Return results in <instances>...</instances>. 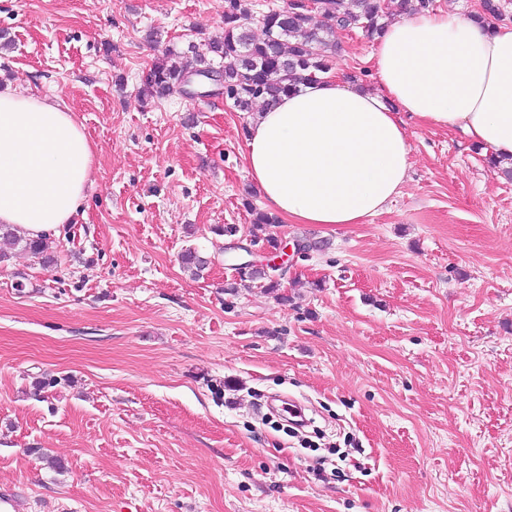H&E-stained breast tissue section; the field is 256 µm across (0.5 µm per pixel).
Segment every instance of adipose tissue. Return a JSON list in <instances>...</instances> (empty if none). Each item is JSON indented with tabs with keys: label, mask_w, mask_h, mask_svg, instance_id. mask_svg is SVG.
Returning <instances> with one entry per match:
<instances>
[{
	"label": "adipose tissue",
	"mask_w": 512,
	"mask_h": 512,
	"mask_svg": "<svg viewBox=\"0 0 512 512\" xmlns=\"http://www.w3.org/2000/svg\"><path fill=\"white\" fill-rule=\"evenodd\" d=\"M373 57L378 89L328 72L250 118L244 170L280 219L358 224L383 212L407 179L411 119L512 160V25L430 10L386 26ZM93 165L65 99L0 82V224L36 239L70 223Z\"/></svg>",
	"instance_id": "obj_1"
}]
</instances>
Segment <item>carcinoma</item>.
<instances>
[{
	"instance_id": "carcinoma-1",
	"label": "carcinoma",
	"mask_w": 512,
	"mask_h": 512,
	"mask_svg": "<svg viewBox=\"0 0 512 512\" xmlns=\"http://www.w3.org/2000/svg\"><path fill=\"white\" fill-rule=\"evenodd\" d=\"M314 9H271L259 20L261 36L246 37L242 28L252 14L247 0H229L224 13V37L210 46V51L224 60V65L210 69L222 84L233 106L247 112L258 99L272 100L311 82L330 70L326 52L332 46L335 29L360 27L372 38L381 31L389 11L401 15L427 11L433 0H315ZM193 64L185 57L167 52L156 58L143 78L144 94L164 98L179 91ZM0 240L31 252L42 262L52 261L41 239L20 236L6 224L0 225ZM182 265L198 277L208 260L195 250L181 256Z\"/></svg>"
}]
</instances>
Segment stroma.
<instances>
[{
	"mask_svg": "<svg viewBox=\"0 0 512 512\" xmlns=\"http://www.w3.org/2000/svg\"><path fill=\"white\" fill-rule=\"evenodd\" d=\"M227 8L0 0V79L64 97L96 149L74 223L47 238L54 264H0V486L31 512H512V179L461 131L409 121L384 212L275 224L318 249L276 291L225 295L229 240L267 259L249 115L140 87L164 50L212 63ZM335 39L332 68L374 86L373 41ZM271 394L317 433L267 419Z\"/></svg>",
	"mask_w": 512,
	"mask_h": 512,
	"instance_id": "stroma-1",
	"label": "stroma"
}]
</instances>
